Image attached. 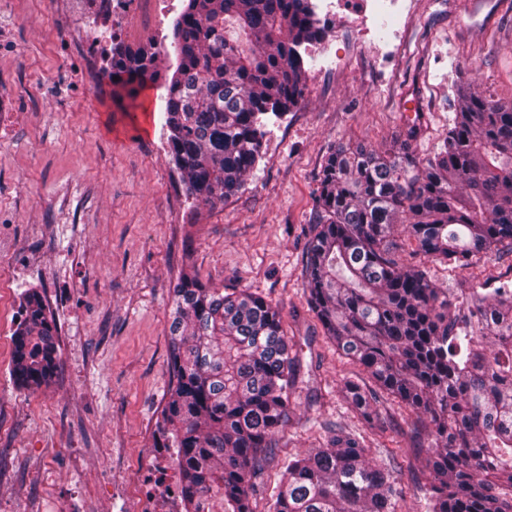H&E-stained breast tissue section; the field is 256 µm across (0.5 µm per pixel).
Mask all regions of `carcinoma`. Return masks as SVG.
<instances>
[{
  "instance_id": "1",
  "label": "carcinoma",
  "mask_w": 512,
  "mask_h": 512,
  "mask_svg": "<svg viewBox=\"0 0 512 512\" xmlns=\"http://www.w3.org/2000/svg\"><path fill=\"white\" fill-rule=\"evenodd\" d=\"M312 0H184L170 45L112 41V98L136 107L165 78L171 160L205 205L238 192L262 159L265 116L303 94L308 48L323 36ZM235 24V34L226 30ZM439 149L424 161L404 147L340 144L322 167L304 285L329 339L374 383L344 385L372 439L388 396L416 416L427 442V512H512V291L471 288L466 318L448 291L395 255V226L431 261L460 267L512 248V104L471 84ZM15 331L12 377L49 385L59 361L55 318L28 292ZM173 386L156 448L176 450L185 512L213 488L225 512H254L256 478L276 461L273 439L290 421L295 357L279 310L246 290L195 277L172 288L168 327ZM367 437L338 428L326 444L279 461L266 512H396L391 469L368 459Z\"/></svg>"
}]
</instances>
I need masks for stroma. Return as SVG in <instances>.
I'll return each mask as SVG.
<instances>
[{"mask_svg": "<svg viewBox=\"0 0 512 512\" xmlns=\"http://www.w3.org/2000/svg\"><path fill=\"white\" fill-rule=\"evenodd\" d=\"M0 29V512H141L171 385V292L183 274L255 293L278 308L302 389L275 437L280 457L321 447L325 424L362 429L345 381L367 377L342 356L304 286L315 192L330 149L381 150L407 122L416 158L448 131L460 83L512 104V0H411L395 43L337 15L309 47L296 107L269 119L263 157L244 188L204 205L168 155L164 89L124 111L112 86L87 88L67 43L112 18L68 0H10ZM457 297L512 284V254L466 269L433 264ZM37 289L58 327L59 363L32 391L11 377L23 295ZM373 461L389 463L397 512H426V456L415 417L385 403Z\"/></svg>", "mask_w": 512, "mask_h": 512, "instance_id": "stroma-1", "label": "stroma"}]
</instances>
